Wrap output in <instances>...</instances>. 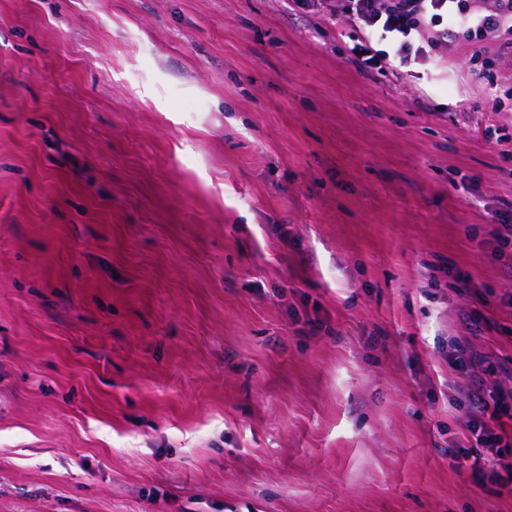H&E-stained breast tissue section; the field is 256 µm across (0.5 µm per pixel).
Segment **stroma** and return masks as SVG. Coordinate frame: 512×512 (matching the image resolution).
<instances>
[{
    "label": "stroma",
    "instance_id": "1",
    "mask_svg": "<svg viewBox=\"0 0 512 512\" xmlns=\"http://www.w3.org/2000/svg\"><path fill=\"white\" fill-rule=\"evenodd\" d=\"M348 33L0 0V512H512L447 455L450 342L512 390V111ZM489 224H497L494 225L495 229L491 233L493 237V241L495 243V248L499 252H504L507 248L512 247V225L505 224L504 215L500 211H493L488 220ZM498 226L503 228L504 231H501Z\"/></svg>",
    "mask_w": 512,
    "mask_h": 512
}]
</instances>
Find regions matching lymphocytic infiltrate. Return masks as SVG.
<instances>
[{
	"label": "lymphocytic infiltrate",
	"instance_id": "f902f5d3",
	"mask_svg": "<svg viewBox=\"0 0 512 512\" xmlns=\"http://www.w3.org/2000/svg\"><path fill=\"white\" fill-rule=\"evenodd\" d=\"M319 7L326 21L350 26L352 48L365 70H392L411 63L447 64L448 41L476 42L502 30L512 32V0H293ZM386 41L375 48L373 38ZM463 441L448 451L452 468L471 469L479 479L512 492V395L478 385L466 396Z\"/></svg>",
	"mask_w": 512,
	"mask_h": 512
}]
</instances>
